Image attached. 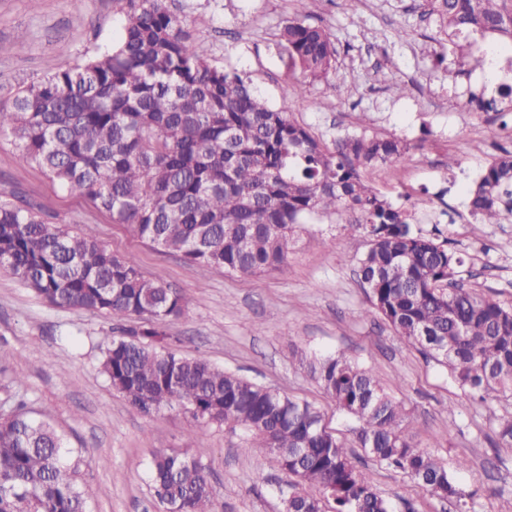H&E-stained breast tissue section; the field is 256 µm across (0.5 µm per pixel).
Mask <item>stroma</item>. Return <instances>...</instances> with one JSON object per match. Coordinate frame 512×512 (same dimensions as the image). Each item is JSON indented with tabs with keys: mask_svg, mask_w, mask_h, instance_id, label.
Returning a JSON list of instances; mask_svg holds the SVG:
<instances>
[{
	"mask_svg": "<svg viewBox=\"0 0 512 512\" xmlns=\"http://www.w3.org/2000/svg\"><path fill=\"white\" fill-rule=\"evenodd\" d=\"M193 37L211 65L249 76L269 104L306 127L326 146L366 133L403 141L400 167H378L368 182L389 202L413 211V232L440 229L465 263V283L512 304V224H478L466 189L493 157L512 151V133L493 112H472L470 91L494 88L486 73L457 74L446 38L438 37L422 0H182ZM124 0H0V102L25 83L94 55L121 33ZM324 28L336 66L302 80L280 30L293 17ZM408 30L402 40L398 30ZM305 81L297 96V81ZM411 92L399 96L397 85ZM351 85L353 97L332 95ZM52 215L54 224L93 236L115 253L134 255L144 277L163 274L182 291L183 315L167 331L183 355L224 368L318 408L327 429L371 468L394 512H455L401 473L379 465L360 447L355 424L291 357L299 348L322 357L343 351L371 368L413 420L415 443L454 468L473 497L474 512H512V448L495 446L494 418L512 413V399L473 403L446 368L403 348L378 315L355 274L367 248L340 224H307L291 242L288 262L259 275L201 269L149 246L88 200L52 182L0 134V193ZM121 328L108 318L54 305L0 271V414L23 395L36 418L48 421L66 447L88 464L81 483L90 512H158L150 493L151 453L206 449L214 512H283L279 487L287 476L272 456L251 448L242 431L210 424L190 435L178 411L146 414L112 389L101 373L100 349ZM24 383L15 387L14 372ZM469 465L457 469L456 462Z\"/></svg>",
	"mask_w": 512,
	"mask_h": 512,
	"instance_id": "stroma-1",
	"label": "stroma"
}]
</instances>
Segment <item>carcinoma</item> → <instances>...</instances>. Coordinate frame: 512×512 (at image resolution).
<instances>
[{"mask_svg":"<svg viewBox=\"0 0 512 512\" xmlns=\"http://www.w3.org/2000/svg\"><path fill=\"white\" fill-rule=\"evenodd\" d=\"M118 42L22 86L0 106V134L68 192L125 224L138 239L200 268L253 275L282 267L297 225L344 221L368 239L357 259L370 309L407 350L448 368L470 396H512V305L458 279L463 259L411 229L412 211L367 184L365 172L397 167L408 148L393 139L349 135L334 149L272 108L250 79L208 64L167 0H125ZM467 74L497 71L495 46L512 44V0H425ZM292 64L317 78L333 67L328 33L299 17L281 29ZM468 103L493 111L512 132V83ZM483 224L512 223V153L486 167L471 190ZM0 270L47 301L140 323L102 348L112 388L146 413L180 411L196 433L209 423L240 430L288 475L279 493L288 512H394L370 470L358 468L320 411L202 356L186 357L166 330L186 306L137 259L88 234L48 221L31 206L0 199ZM293 356L356 423L361 448L377 464L409 476L427 494L471 512L448 468L413 441L403 401L345 352ZM512 448V414L496 418ZM206 449L152 455V491L161 512H212ZM85 460L46 421L19 404L0 415V512H87ZM315 488L313 495L308 489Z\"/></svg>","mask_w":512,"mask_h":512,"instance_id":"cac0c4a2","label":"carcinoma"}]
</instances>
